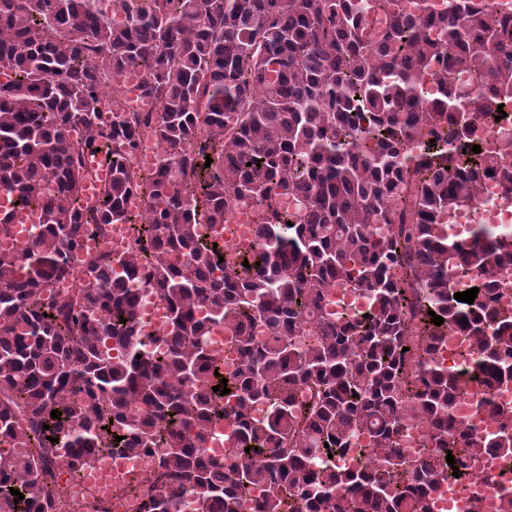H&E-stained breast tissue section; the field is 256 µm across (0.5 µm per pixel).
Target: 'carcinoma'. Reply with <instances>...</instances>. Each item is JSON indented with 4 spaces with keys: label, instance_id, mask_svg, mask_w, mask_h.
Listing matches in <instances>:
<instances>
[{
    "label": "carcinoma",
    "instance_id": "obj_1",
    "mask_svg": "<svg viewBox=\"0 0 512 512\" xmlns=\"http://www.w3.org/2000/svg\"><path fill=\"white\" fill-rule=\"evenodd\" d=\"M116 2L118 22L99 0H0V73L11 74L0 82V186L40 218L27 278L0 256V439L18 448L0 457V512H53L60 448L75 474L105 452L161 449L145 512H179L183 498L196 512H246L256 487L254 512H280L286 499L294 512H431L440 475L512 454L511 432L478 436L455 419L458 377L404 369L460 329L488 385L507 370L512 314L493 302L512 230L477 224L455 241L434 220L477 203L488 171L512 195L508 154L472 152L477 128L512 103V17L474 0ZM130 66L143 70L157 116L128 117L109 90ZM453 72L467 85L448 89ZM77 126L85 138L73 141ZM142 126L165 147L148 180L131 164ZM97 152L111 179L86 208L84 157ZM136 191L149 199L138 217L125 207ZM238 206L257 209L259 244L218 280L213 268L230 251L198 226ZM112 224L132 225L147 246L120 275L109 254L78 268L83 239ZM395 266L404 274L392 276ZM132 278L168 303L162 356L138 328ZM66 279L78 282L83 310L55 291ZM465 279L480 281L471 304L453 298ZM336 283L365 291L373 315L324 317L321 288ZM201 304L234 336L233 374L207 349ZM215 386L239 399L238 449L224 465L202 454L225 414ZM304 389L312 402L299 417ZM254 405L268 407L264 419L251 417ZM480 405L512 425V408ZM413 421L429 427L431 451L418 461L399 445ZM359 430L381 452L377 467L307 468Z\"/></svg>",
    "mask_w": 512,
    "mask_h": 512
}]
</instances>
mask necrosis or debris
Here are the masks:
<instances>
[{"mask_svg":"<svg viewBox=\"0 0 512 512\" xmlns=\"http://www.w3.org/2000/svg\"><path fill=\"white\" fill-rule=\"evenodd\" d=\"M446 222L452 233L467 235L477 224L493 228L512 226V197L504 196L496 180L486 178L480 201L463 204L449 210ZM129 289L138 294L136 319L144 335L150 336L149 348L156 354L166 349L167 324L154 322V312L166 310L167 302L159 292L146 286L143 280H133ZM323 309L330 318L346 314H372L374 304L356 288L323 291ZM435 364L460 375L464 394L457 403L456 417L470 425L478 434L491 435L501 429L499 420L477 406L484 395H492L499 403L512 405V380L488 388L484 379L473 372L472 339L454 330L445 336L434 352ZM159 466L158 461L126 454L108 455L106 461H93L80 474H70L62 483L64 506L61 512H86L87 506L104 501L111 512H143L144 498L139 487L145 486ZM512 494V454L490 453L471 462L467 475L461 479L440 477L431 496L432 512H503L504 498Z\"/></svg>","mask_w":512,"mask_h":512,"instance_id":"necrosis-or-debris-1","label":"necrosis or debris"}]
</instances>
